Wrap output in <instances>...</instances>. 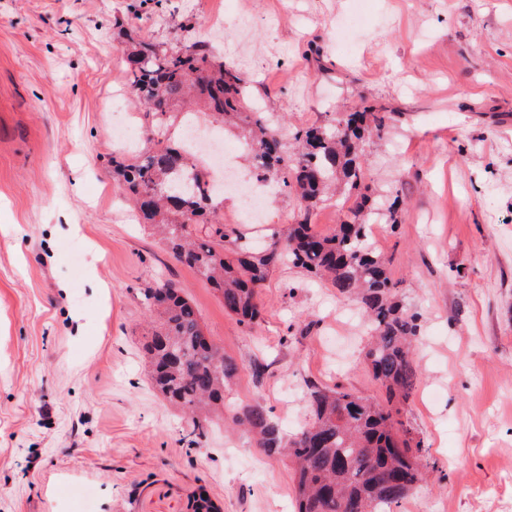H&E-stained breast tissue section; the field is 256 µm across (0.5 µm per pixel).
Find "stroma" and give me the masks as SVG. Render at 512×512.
<instances>
[{"instance_id":"stroma-1","label":"stroma","mask_w":512,"mask_h":512,"mask_svg":"<svg viewBox=\"0 0 512 512\" xmlns=\"http://www.w3.org/2000/svg\"><path fill=\"white\" fill-rule=\"evenodd\" d=\"M128 35L207 42L287 138L361 102L393 112L365 184L396 208L375 245L420 315L399 417L437 463L398 512H512V0H0V512H191L201 490L221 512H294L287 457L232 419L182 443L189 415L142 352L141 293L161 277L237 363L230 410L261 405L290 433L307 382L386 399L356 303L284 267L244 326L130 222L108 167L147 124L131 97L117 133ZM297 210L280 191L241 230L262 241Z\"/></svg>"}]
</instances>
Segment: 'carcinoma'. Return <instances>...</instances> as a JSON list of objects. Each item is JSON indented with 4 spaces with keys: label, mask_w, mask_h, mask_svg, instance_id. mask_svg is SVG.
<instances>
[{
    "label": "carcinoma",
    "mask_w": 512,
    "mask_h": 512,
    "mask_svg": "<svg viewBox=\"0 0 512 512\" xmlns=\"http://www.w3.org/2000/svg\"><path fill=\"white\" fill-rule=\"evenodd\" d=\"M123 54L127 85L152 125L149 146L131 157L115 155L109 164L141 223L214 288L224 310L245 326L260 320L261 288L284 265L358 301L370 324L366 358L373 378L388 400L408 399L417 379L419 315L398 300L389 260L370 241L369 221L382 202L361 192L364 143L388 131L393 113L373 105L343 112L324 126L296 129L290 149L278 120L251 104L243 74L215 60L205 44L165 48L129 37ZM186 96L215 121L242 126L262 178L276 174L296 193L299 208L287 233L254 248L237 228L211 219L218 202L208 193L210 174L194 163L195 151L169 138L171 123L187 116L181 111ZM175 182L189 184L190 192L169 197L167 188ZM339 183L349 187L353 200L347 219L317 233L312 214ZM142 297L150 324L143 344L150 378L163 397L190 413L188 445H198L212 417L224 413V384L238 366L206 336L195 305L173 283L160 280ZM306 398L311 417L289 436L258 404L233 415L259 447L288 456L297 512H395L430 468L423 441L393 418L392 409L355 393L311 382Z\"/></svg>",
    "instance_id": "carcinoma-1"
}]
</instances>
